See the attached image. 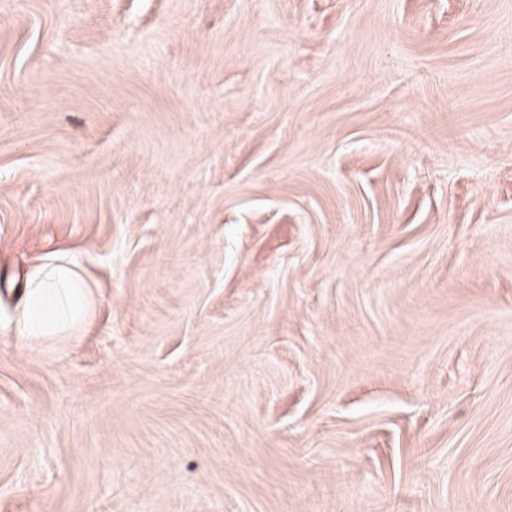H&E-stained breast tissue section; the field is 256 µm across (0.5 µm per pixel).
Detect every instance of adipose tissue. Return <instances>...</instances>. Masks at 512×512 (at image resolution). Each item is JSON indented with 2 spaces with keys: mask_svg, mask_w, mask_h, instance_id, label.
Masks as SVG:
<instances>
[{
  "mask_svg": "<svg viewBox=\"0 0 512 512\" xmlns=\"http://www.w3.org/2000/svg\"><path fill=\"white\" fill-rule=\"evenodd\" d=\"M94 309L92 293L74 261H52L29 274L11 320L18 345L38 348L81 334Z\"/></svg>",
  "mask_w": 512,
  "mask_h": 512,
  "instance_id": "adipose-tissue-1",
  "label": "adipose tissue"
}]
</instances>
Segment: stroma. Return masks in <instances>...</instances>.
<instances>
[{"mask_svg": "<svg viewBox=\"0 0 512 512\" xmlns=\"http://www.w3.org/2000/svg\"><path fill=\"white\" fill-rule=\"evenodd\" d=\"M0 512H512V0H0ZM81 270L76 261H52L30 272L11 320L18 345L35 349L81 334L95 306Z\"/></svg>", "mask_w": 512, "mask_h": 512, "instance_id": "35a3bbf8", "label": "stroma"}]
</instances>
